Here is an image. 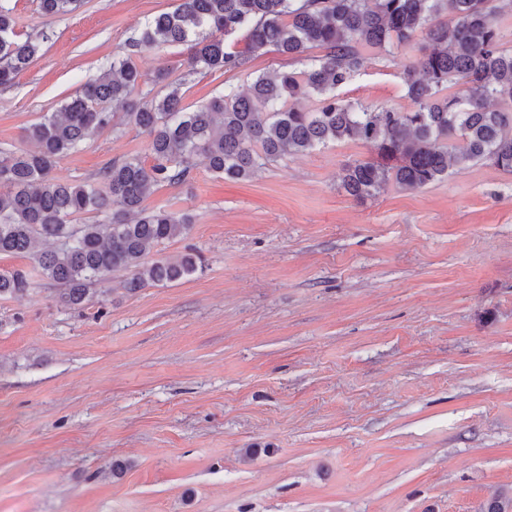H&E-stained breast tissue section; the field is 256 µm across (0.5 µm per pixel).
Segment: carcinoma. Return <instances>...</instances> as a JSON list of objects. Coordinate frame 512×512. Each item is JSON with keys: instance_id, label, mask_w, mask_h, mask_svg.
I'll return each mask as SVG.
<instances>
[{"instance_id": "carcinoma-1", "label": "carcinoma", "mask_w": 512, "mask_h": 512, "mask_svg": "<svg viewBox=\"0 0 512 512\" xmlns=\"http://www.w3.org/2000/svg\"><path fill=\"white\" fill-rule=\"evenodd\" d=\"M512 0H179L148 19L126 54L55 112L24 131L31 151L0 150V256L23 255L40 275L61 286L60 304L80 308L91 287L128 274L127 290L179 281L198 269L191 252L150 260V249L189 235L193 216L150 209L159 185L188 181L192 159L230 180L252 179L290 156L329 143L358 141L377 159L344 169L341 187L372 197L389 183L421 189L489 162L512 171V49L498 15ZM81 0H39L48 18L76 11ZM446 15L449 20L442 21ZM13 8L0 3V86H10L39 53L38 37L18 38ZM244 32V47L227 39ZM419 33L427 45L404 67L409 111L347 100L338 89L362 69L364 50L389 55ZM190 44L195 73L242 72L275 51L304 69L260 74L242 91L233 85L189 111L182 82L166 71L150 79L159 92L136 97L145 82L134 57L162 45ZM325 50L310 57L311 46ZM461 85L463 89L452 92ZM122 113L149 137L154 164L133 157L105 167L95 182L61 179L58 161ZM103 214L105 221L76 223ZM30 287L21 269L0 272V297ZM478 512H512V487Z\"/></svg>"}]
</instances>
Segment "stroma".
I'll return each mask as SVG.
<instances>
[{
    "instance_id": "stroma-1",
    "label": "stroma",
    "mask_w": 512,
    "mask_h": 512,
    "mask_svg": "<svg viewBox=\"0 0 512 512\" xmlns=\"http://www.w3.org/2000/svg\"><path fill=\"white\" fill-rule=\"evenodd\" d=\"M9 4L18 34H48L0 87V149L25 150L26 127L178 0H84L53 18ZM416 54H367L341 95L410 109L400 73ZM188 56L135 62L182 79L190 108L298 67L271 52L219 76ZM115 121L56 175L151 162L147 135ZM373 157L336 142L237 182L196 158L146 205L193 215L163 252L198 255L197 272L133 293L117 272L79 309L1 256L31 276L0 298V512H474L511 487L512 173L478 162L350 197L344 169Z\"/></svg>"
}]
</instances>
